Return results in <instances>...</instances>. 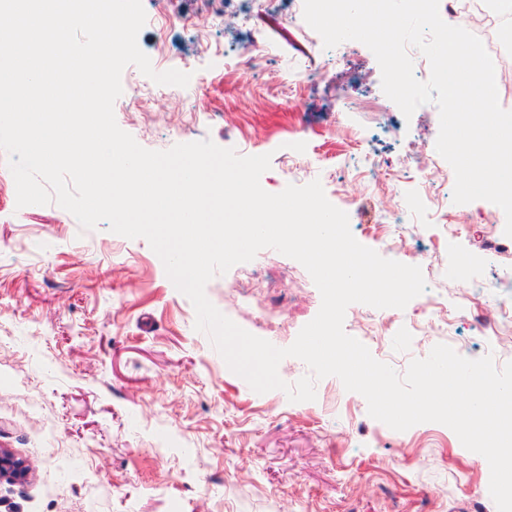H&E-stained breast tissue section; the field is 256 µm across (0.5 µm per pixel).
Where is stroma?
<instances>
[{
  "label": "stroma",
  "instance_id": "35a3bbf8",
  "mask_svg": "<svg viewBox=\"0 0 512 512\" xmlns=\"http://www.w3.org/2000/svg\"><path fill=\"white\" fill-rule=\"evenodd\" d=\"M147 21L139 48L152 66L186 63L187 87L167 90L133 65L114 104L118 126L142 147L212 140L238 154H271L261 177L270 193L320 180L328 200L348 207L349 226L364 246L384 220L378 186L357 180L353 132L371 130L367 145L381 170L400 171L390 195L413 189L452 196L455 178L429 180L443 165L435 143V104L412 117L396 113L395 135L378 132L388 103L372 51L355 43L347 64L316 48L301 18L259 12L248 36L211 25L213 14L238 10L237 0H142ZM318 71L299 84L298 73ZM352 99L344 127L336 98ZM455 252L479 262L489 280L512 275V249L494 250L505 215L477 200ZM276 287L253 291V307L231 304L237 269L205 287L209 301L246 331L262 310L288 323L268 334L290 346L321 306L306 269L276 250L260 251ZM445 252L426 258L424 296L405 309H371L382 321L422 317L425 297L456 294L435 272ZM190 300L167 277L142 238L107 224L81 229L57 204L17 207L0 187V448L28 461L25 482L0 484V512H497L490 471L439 423L392 434L372 418L365 398L334 376L315 383L316 398L289 401L285 392H254L233 373L207 334L194 328ZM363 344L405 373L437 340L401 333ZM459 355L512 361V325L484 336L469 322L450 329Z\"/></svg>",
  "mask_w": 512,
  "mask_h": 512
}]
</instances>
